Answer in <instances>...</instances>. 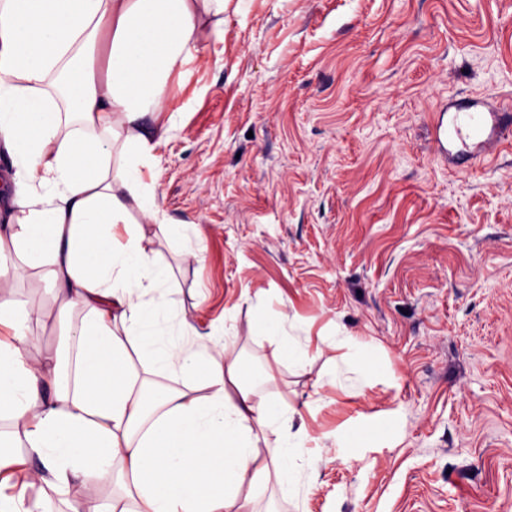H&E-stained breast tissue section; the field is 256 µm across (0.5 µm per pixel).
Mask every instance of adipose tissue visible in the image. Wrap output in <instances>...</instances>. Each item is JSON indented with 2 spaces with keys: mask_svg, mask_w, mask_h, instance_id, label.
Returning a JSON list of instances; mask_svg holds the SVG:
<instances>
[{
  "mask_svg": "<svg viewBox=\"0 0 512 512\" xmlns=\"http://www.w3.org/2000/svg\"><path fill=\"white\" fill-rule=\"evenodd\" d=\"M225 0H0V148L15 172L0 226V475L52 490L61 512H255L257 491L305 507L322 435L247 381L227 330L189 319L156 241L198 258V227L171 231L146 172L171 73L224 37ZM50 283L54 305L13 292L10 267ZM64 350L30 349L33 326ZM259 336L305 369L304 329L259 320ZM324 378L361 391L369 343ZM109 473L101 504L72 497Z\"/></svg>",
  "mask_w": 512,
  "mask_h": 512,
  "instance_id": "adipose-tissue-1",
  "label": "adipose tissue"
}]
</instances>
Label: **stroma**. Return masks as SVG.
<instances>
[{
    "instance_id": "obj_1",
    "label": "stroma",
    "mask_w": 512,
    "mask_h": 512,
    "mask_svg": "<svg viewBox=\"0 0 512 512\" xmlns=\"http://www.w3.org/2000/svg\"><path fill=\"white\" fill-rule=\"evenodd\" d=\"M512 110V0H226L224 40L173 73L149 173L200 260L157 249L189 318L316 432L387 422L351 462L325 441L308 512H512V144L449 165L448 102ZM306 328L287 370L261 309ZM371 344L361 394L320 385Z\"/></svg>"
}]
</instances>
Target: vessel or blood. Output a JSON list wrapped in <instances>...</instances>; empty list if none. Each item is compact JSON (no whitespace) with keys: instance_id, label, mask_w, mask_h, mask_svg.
<instances>
[{"instance_id":"b4317fda","label":"vessel or blood","mask_w":512,"mask_h":512,"mask_svg":"<svg viewBox=\"0 0 512 512\" xmlns=\"http://www.w3.org/2000/svg\"><path fill=\"white\" fill-rule=\"evenodd\" d=\"M512 124V114L499 108L477 109L471 105L460 106L448 120L437 121V142L453 140L459 149L454 156L456 165H464L480 158L482 153L498 145L504 130Z\"/></svg>"}]
</instances>
